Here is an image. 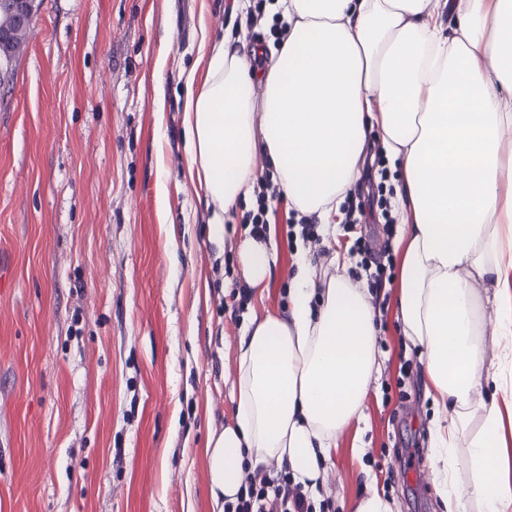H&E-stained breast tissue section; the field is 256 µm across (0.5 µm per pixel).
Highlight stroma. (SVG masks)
Masks as SVG:
<instances>
[{
	"mask_svg": "<svg viewBox=\"0 0 512 512\" xmlns=\"http://www.w3.org/2000/svg\"><path fill=\"white\" fill-rule=\"evenodd\" d=\"M240 14L236 0L37 4L0 85V512H213L206 448L233 419L250 319L288 314L296 250L290 201L270 202L275 271L232 316L249 229L236 217L210 234L187 177L183 85L205 73L200 28L231 33ZM396 232L342 224L309 255L339 252L352 278L357 240L396 267ZM397 287L379 317L383 373L327 465L335 512L372 488L396 512H444Z\"/></svg>",
	"mask_w": 512,
	"mask_h": 512,
	"instance_id": "1",
	"label": "stroma"
}]
</instances>
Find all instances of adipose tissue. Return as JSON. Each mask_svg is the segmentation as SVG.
Listing matches in <instances>:
<instances>
[{"instance_id": "adipose-tissue-1", "label": "adipose tissue", "mask_w": 512, "mask_h": 512, "mask_svg": "<svg viewBox=\"0 0 512 512\" xmlns=\"http://www.w3.org/2000/svg\"><path fill=\"white\" fill-rule=\"evenodd\" d=\"M269 9L284 33L264 71L223 36H200L205 77L185 80L189 175L218 227L253 195L266 154L293 208L329 237L368 156L390 154L400 179L398 320L435 407L433 481L447 512L468 499L480 512H512L503 413L512 400L501 403L507 389L486 363L488 344L512 349V0H273ZM238 252L247 285H265L275 245L246 238ZM330 262L338 274L318 273L297 247L287 316H256L245 330L234 418L207 450L218 510L246 471L272 461L318 497L339 436L364 419L385 362L378 311L341 274L344 260Z\"/></svg>"}]
</instances>
